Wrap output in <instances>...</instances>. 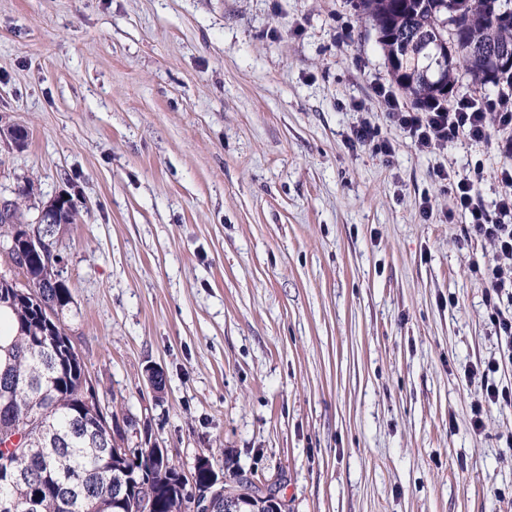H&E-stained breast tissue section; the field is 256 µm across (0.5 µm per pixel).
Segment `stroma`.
Masks as SVG:
<instances>
[{"label": "stroma", "instance_id": "35a3bbf8", "mask_svg": "<svg viewBox=\"0 0 512 512\" xmlns=\"http://www.w3.org/2000/svg\"><path fill=\"white\" fill-rule=\"evenodd\" d=\"M390 83L350 0H0V124L27 132L0 197L77 206L63 321L129 447L232 461L290 512H512V404L471 427L512 386L497 254L438 175L481 165L492 203L502 137L416 150ZM484 390V400L477 401L473 406V417H472V428L475 431L480 430L483 427V412L485 406L490 404H497L502 400L506 403H512V391L508 389H499L493 385H486Z\"/></svg>", "mask_w": 512, "mask_h": 512}]
</instances>
